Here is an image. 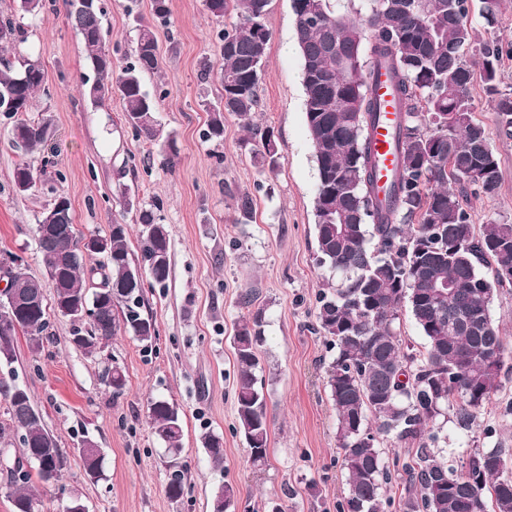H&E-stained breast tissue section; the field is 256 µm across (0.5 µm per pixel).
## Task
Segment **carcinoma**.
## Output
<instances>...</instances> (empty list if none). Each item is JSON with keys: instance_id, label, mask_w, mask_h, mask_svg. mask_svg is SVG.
I'll return each instance as SVG.
<instances>
[{"instance_id": "obj_1", "label": "carcinoma", "mask_w": 512, "mask_h": 512, "mask_svg": "<svg viewBox=\"0 0 512 512\" xmlns=\"http://www.w3.org/2000/svg\"><path fill=\"white\" fill-rule=\"evenodd\" d=\"M268 0H218L208 14L232 22L218 33L217 65L204 64L201 76L220 89L219 104L210 110L203 138L224 137V113L248 120L259 105L258 88L271 32L264 23ZM67 19L82 41L95 73L85 95L101 104L120 95L125 121L148 140L158 134L156 100L143 76L159 68L153 27L143 24L133 61L115 70L105 49L101 0L78 8L65 0ZM482 13L492 26L503 13V0H482ZM296 39L302 62L304 111L317 173L313 202L319 264L339 281L323 292L317 305L318 331L335 349L327 367V386L337 414L341 466L348 486L338 512H385L386 491L395 478H405L401 512H512V448L498 444L477 449L457 469L434 451L436 421L454 410L459 428L469 430L478 414L501 389L506 348L500 329L488 314L492 284L499 272H512V224L490 219L475 231L470 198L495 194L501 181L499 160L486 129L475 118L471 95L475 80L483 83L495 110L499 134L512 138V92L498 86L503 55L498 40L484 39L469 21V0H358L350 11L336 13L332 0H292ZM21 25L0 23V50L25 42ZM391 80L399 112L394 123L397 170L388 203L377 198V166L370 147L371 128L380 105L372 81L380 72ZM45 90L39 59L26 56L15 67L0 68V111L14 118L11 138L27 154L48 140L49 123L23 118L37 106ZM261 162L274 164L271 131L261 136ZM41 173L28 161L13 173L15 187H35ZM156 197L138 217L140 259L127 246L128 225L114 224L105 235L103 261L85 269L80 250L85 235L73 223L64 195L45 206L36 226L37 251L47 280L29 273L13 277L10 288L22 301L35 302L14 323L38 350L47 338L51 315L70 318L79 304L98 308L93 321L73 328L83 334L80 348L92 355L112 337L129 334L149 344L157 336L145 317L143 275L163 288L170 275V237L157 212ZM58 232L41 234V225ZM491 270L488 280L481 268ZM53 290L48 306L46 289ZM407 304L426 341L425 350L407 353L396 329L398 310ZM249 308L236 326L237 380L234 398L238 431L244 437L248 463L261 470L268 461L269 425L266 398L258 386V347L263 341L262 309ZM40 323L31 333L29 324ZM18 384L0 378V397L8 404L9 422L0 423V439L19 436L31 471L11 485L14 512H31L39 500L32 476L44 484L47 456L59 471L68 459L40 417H32L30 394L16 400ZM126 387L122 366L112 365V395ZM148 413L155 436L165 446L166 468L174 478L166 484L172 501L187 489L182 460L183 421L177 406L153 398ZM415 442L414 457L388 462L377 436ZM213 465H224L223 439L208 433L201 439ZM86 473L103 476V456L81 454ZM234 489L221 484L213 491L211 512H228Z\"/></svg>"}]
</instances>
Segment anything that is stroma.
I'll return each mask as SVG.
<instances>
[{"label":"stroma","mask_w":512,"mask_h":512,"mask_svg":"<svg viewBox=\"0 0 512 512\" xmlns=\"http://www.w3.org/2000/svg\"><path fill=\"white\" fill-rule=\"evenodd\" d=\"M168 7L169 24L154 29L159 69L144 77L146 90L159 97L161 135L176 140L174 164L166 168L160 141L134 133L119 96L97 107L85 97L95 74L64 0H53L37 18L20 16L14 0H0V20L22 23L28 31L23 51L38 54L46 72V91L28 118L50 123L46 146L32 156L42 180L21 193L13 171L24 153L11 143V119L0 113V251L19 256L32 275L42 276L35 228L57 192L69 198L77 229L101 236L116 223L136 225L140 209L161 197L171 240L166 286L145 291L144 312L158 331L152 344L121 333L103 352L89 355L71 343L69 320L55 316L41 351L21 336L12 362L0 363V377L28 390L44 427L68 456L60 485L36 484L41 510L56 512L63 489L80 497L88 512H210L213 489L229 482L236 491L230 512H272L276 505L283 512H337L346 485L326 385L332 351L314 330L318 295L333 278L317 258V176L292 2L269 0L260 107L247 126L226 115L218 144L201 136L219 91L200 73L203 60L217 58L220 26L203 0H169ZM138 15L150 18L151 0H105L103 32L115 68L130 60ZM472 95L501 169L497 193L471 200L472 222H512V138L499 136L481 83H474ZM267 128L274 132L276 165L262 169L254 151ZM243 195L252 200L247 220L236 206ZM249 292L265 311L266 340L258 355L269 457L260 471L247 462L234 405V326ZM110 361L126 374L118 398L101 382ZM156 397L173 401L183 418L187 492L178 501L166 495L165 453L148 417V402ZM510 402L512 359L505 362L501 390L472 429L458 428L451 413L441 419L444 455L459 465L476 448H512V413L504 410ZM207 433L224 442L223 469L212 467L201 444ZM86 437L104 456L102 480L83 468L79 442Z\"/></svg>","instance_id":"obj_1"}]
</instances>
